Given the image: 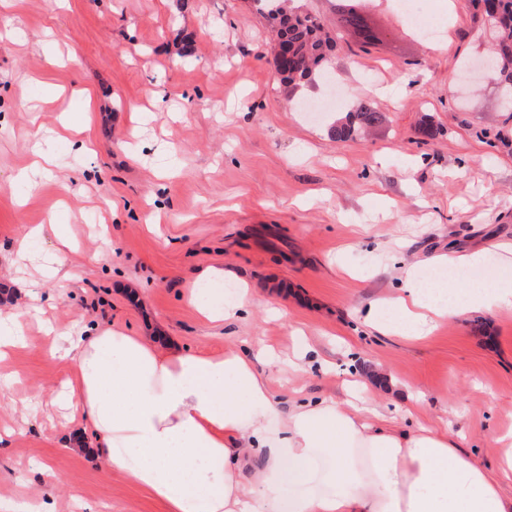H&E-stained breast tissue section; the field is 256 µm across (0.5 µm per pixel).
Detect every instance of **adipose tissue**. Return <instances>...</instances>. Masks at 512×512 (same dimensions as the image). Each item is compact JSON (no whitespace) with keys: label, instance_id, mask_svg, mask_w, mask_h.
<instances>
[{"label":"adipose tissue","instance_id":"1","mask_svg":"<svg viewBox=\"0 0 512 512\" xmlns=\"http://www.w3.org/2000/svg\"><path fill=\"white\" fill-rule=\"evenodd\" d=\"M198 277L212 321L239 315L249 289L221 299L216 280ZM396 293L364 311L370 328L397 335L431 332L472 311L512 305V279L460 286L438 280L431 293L405 267ZM73 372L56 404L92 430L104 469L127 472L166 512H512V433L499 436L496 468L465 456L447 428L405 430L355 401H297L281 412L266 370V345L218 354L190 351L100 329L67 335L51 348ZM295 494L282 500L284 485Z\"/></svg>","mask_w":512,"mask_h":512}]
</instances>
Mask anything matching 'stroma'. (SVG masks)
I'll use <instances>...</instances> for the list:
<instances>
[{
	"instance_id": "1",
	"label": "stroma",
	"mask_w": 512,
	"mask_h": 512,
	"mask_svg": "<svg viewBox=\"0 0 512 512\" xmlns=\"http://www.w3.org/2000/svg\"><path fill=\"white\" fill-rule=\"evenodd\" d=\"M369 0L381 39L342 32L323 83L277 80L271 31L253 0H0V314L21 312L28 345L0 383V502L47 512H164L124 472L76 445L80 418L39 412L71 375L41 321L67 333L113 327L219 353L263 341L319 360L271 373L280 408L340 397L359 375L398 404L404 428L447 421L487 468L512 429V309L441 322L420 340L384 336L359 311L398 286L402 265L432 281L434 258L481 251L452 279L512 277L489 244L512 241V112L495 85L456 94L449 80L488 39L471 0ZM92 111H84L79 90ZM362 98L383 120L329 136ZM52 165L32 171L33 145ZM42 235L29 238L31 225ZM67 230V287L39 266ZM27 252H20V243ZM229 268L254 294L232 321L188 303L200 271Z\"/></svg>"
}]
</instances>
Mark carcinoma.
<instances>
[{"label": "carcinoma", "instance_id": "obj_1", "mask_svg": "<svg viewBox=\"0 0 512 512\" xmlns=\"http://www.w3.org/2000/svg\"><path fill=\"white\" fill-rule=\"evenodd\" d=\"M257 10L272 25L275 38L288 47V61L276 64L277 74L288 84L312 82L325 79L336 47V39L326 31L321 21L302 6H290L286 0H253ZM361 0H345L339 24L354 32L366 22L360 8ZM481 16L491 15L494 21L493 55L500 69L496 80L506 83L504 91L512 97V0H476ZM382 119L369 99H361L343 122L329 126L328 134L343 140L355 132V124L365 127L377 125Z\"/></svg>", "mask_w": 512, "mask_h": 512}]
</instances>
